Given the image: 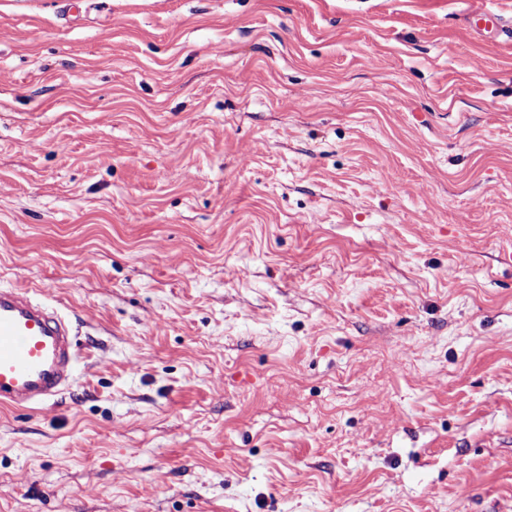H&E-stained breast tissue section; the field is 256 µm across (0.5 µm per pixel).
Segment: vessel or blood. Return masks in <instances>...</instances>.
<instances>
[{"mask_svg":"<svg viewBox=\"0 0 512 512\" xmlns=\"http://www.w3.org/2000/svg\"><path fill=\"white\" fill-rule=\"evenodd\" d=\"M79 352L63 317L30 290L0 289V405L58 398L76 381Z\"/></svg>","mask_w":512,"mask_h":512,"instance_id":"vessel-or-blood-1","label":"vessel or blood"}]
</instances>
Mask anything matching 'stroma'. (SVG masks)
Returning a JSON list of instances; mask_svg holds the SVG:
<instances>
[{"label":"stroma","mask_w":512,"mask_h":512,"mask_svg":"<svg viewBox=\"0 0 512 512\" xmlns=\"http://www.w3.org/2000/svg\"><path fill=\"white\" fill-rule=\"evenodd\" d=\"M486 9L0 0V287L82 356L0 407V512H512Z\"/></svg>","instance_id":"1"}]
</instances>
